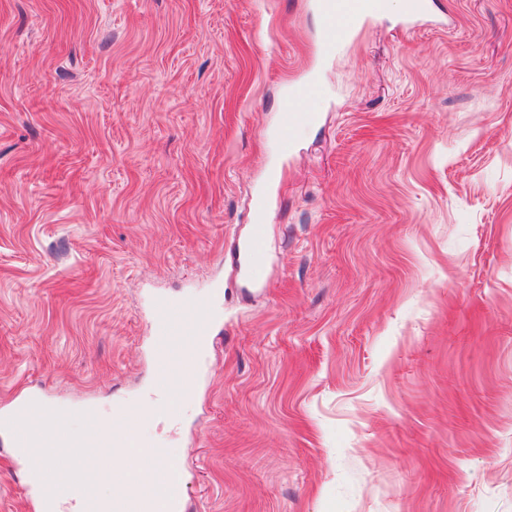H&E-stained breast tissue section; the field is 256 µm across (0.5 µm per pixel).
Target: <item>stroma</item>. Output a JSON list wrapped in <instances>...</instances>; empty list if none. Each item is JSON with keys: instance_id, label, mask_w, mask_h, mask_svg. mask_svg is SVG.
Here are the masks:
<instances>
[{"instance_id": "stroma-1", "label": "stroma", "mask_w": 512, "mask_h": 512, "mask_svg": "<svg viewBox=\"0 0 512 512\" xmlns=\"http://www.w3.org/2000/svg\"><path fill=\"white\" fill-rule=\"evenodd\" d=\"M311 2L0 0V418L158 404L155 324L208 304L193 391L136 429L190 512H512V0L329 58ZM308 86L304 83L295 85L283 101L284 122L279 131L278 144L283 154L291 153L295 148V132L304 126L313 125L316 121L314 112H288L294 110L297 101L307 95ZM264 208L257 205L253 212V224L250 236L243 251L247 259L248 272L253 281L264 283L266 280V235Z\"/></svg>"}]
</instances>
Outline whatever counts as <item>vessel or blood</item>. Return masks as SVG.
<instances>
[{
  "label": "vessel or blood",
  "instance_id": "vessel-or-blood-1",
  "mask_svg": "<svg viewBox=\"0 0 512 512\" xmlns=\"http://www.w3.org/2000/svg\"><path fill=\"white\" fill-rule=\"evenodd\" d=\"M435 0H405L404 15L400 22L402 29L413 28L427 18ZM321 15L320 50L322 55L335 54L342 39L336 34L337 21H344L346 32H353L358 26L383 16L386 12L385 0H317ZM306 84L295 85L283 101L284 122L279 131L278 144L282 153H291L295 148V133L304 126L313 125L316 115L312 112L296 111L297 101L307 94ZM247 259L248 272L253 281L266 280V235L264 208L256 206L250 236L243 247ZM212 317V308L201 305L196 312L178 310L160 320L155 329L157 348L166 349L174 344L179 336H199L207 333ZM202 367V359L196 352H188L174 357L169 363L158 365L155 375V389L168 393L173 385H181L184 391H191L196 375ZM15 464L28 471L39 472L44 459L55 446L54 440H45L36 445L30 442L23 426L12 425ZM166 478L153 484L147 481L130 482L123 495L120 507L122 512H150L153 504L162 502L166 512H183L185 505L181 492L184 467L180 462L171 461L165 466Z\"/></svg>",
  "mask_w": 512,
  "mask_h": 512
}]
</instances>
